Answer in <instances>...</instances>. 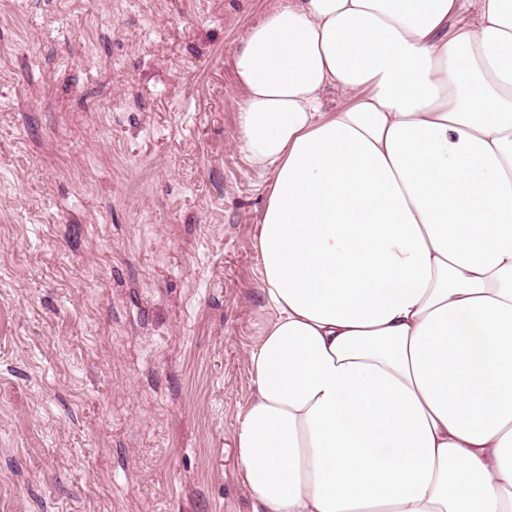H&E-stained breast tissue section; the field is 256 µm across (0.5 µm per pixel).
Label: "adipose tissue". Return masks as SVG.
I'll return each instance as SVG.
<instances>
[{"label":"adipose tissue","instance_id":"1","mask_svg":"<svg viewBox=\"0 0 512 512\" xmlns=\"http://www.w3.org/2000/svg\"><path fill=\"white\" fill-rule=\"evenodd\" d=\"M234 67L255 512H512V0H279Z\"/></svg>","mask_w":512,"mask_h":512}]
</instances>
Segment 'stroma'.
<instances>
[{"label": "stroma", "instance_id": "stroma-1", "mask_svg": "<svg viewBox=\"0 0 512 512\" xmlns=\"http://www.w3.org/2000/svg\"><path fill=\"white\" fill-rule=\"evenodd\" d=\"M276 0H0V512H253L234 52Z\"/></svg>", "mask_w": 512, "mask_h": 512}]
</instances>
